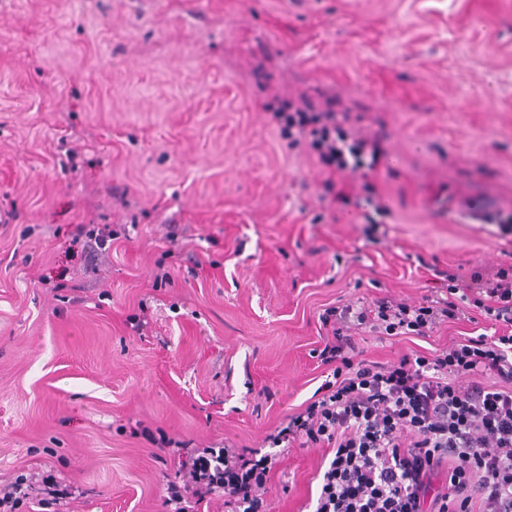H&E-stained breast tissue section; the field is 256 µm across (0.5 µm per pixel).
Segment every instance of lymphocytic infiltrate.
Segmentation results:
<instances>
[{
  "label": "lymphocytic infiltrate",
  "instance_id": "obj_1",
  "mask_svg": "<svg viewBox=\"0 0 512 512\" xmlns=\"http://www.w3.org/2000/svg\"><path fill=\"white\" fill-rule=\"evenodd\" d=\"M277 118L293 142L308 140L328 170L380 165L379 138L352 133L349 114L334 100L291 102ZM428 270L435 295L419 304L383 295L320 316L328 334L318 358L331 378L271 438L274 449L285 442L332 446L314 512H512V268L468 280L433 264ZM467 307L489 322L491 334L463 336L392 365L357 357L353 330L426 337ZM184 454L190 484L168 485V512H189L190 498L210 495L223 497L227 512H265L274 450Z\"/></svg>",
  "mask_w": 512,
  "mask_h": 512
}]
</instances>
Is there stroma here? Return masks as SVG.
Returning <instances> with one entry per match:
<instances>
[{
    "label": "stroma",
    "instance_id": "stroma-1",
    "mask_svg": "<svg viewBox=\"0 0 512 512\" xmlns=\"http://www.w3.org/2000/svg\"><path fill=\"white\" fill-rule=\"evenodd\" d=\"M338 99L380 135L367 237L274 117ZM512 0H0V485L17 512H165L182 448L269 451L329 369L319 316L512 265ZM110 225V249L76 240ZM143 320V330L132 321ZM355 335L393 364L471 336ZM331 449L277 458L266 512H313Z\"/></svg>",
    "mask_w": 512,
    "mask_h": 512
}]
</instances>
